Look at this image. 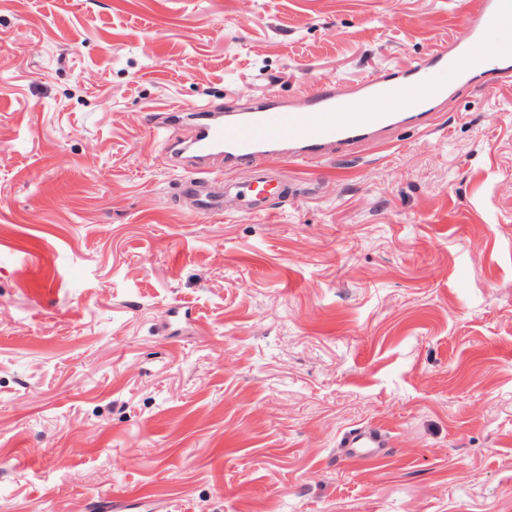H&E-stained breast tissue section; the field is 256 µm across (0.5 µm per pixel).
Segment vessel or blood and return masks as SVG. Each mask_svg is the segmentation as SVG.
<instances>
[{
	"instance_id": "vessel-or-blood-1",
	"label": "vessel or blood",
	"mask_w": 512,
	"mask_h": 512,
	"mask_svg": "<svg viewBox=\"0 0 512 512\" xmlns=\"http://www.w3.org/2000/svg\"><path fill=\"white\" fill-rule=\"evenodd\" d=\"M469 37L465 44H446L433 49L424 59L402 68L389 66L357 82L351 92H340L325 83L295 101L272 95L250 106L225 114L207 107L195 111L197 122L189 139L182 141V160L189 170L182 183L184 193L193 197L204 215L224 211V194L214 190V161L234 167L251 164L268 155L311 163L326 156L338 144L375 138L397 128L428 127L441 105L461 85L493 88L512 81V45L498 47L489 62L480 55L490 34L505 21H512V0H468ZM418 100L403 99L418 93ZM386 98L380 112H350V105L369 104ZM246 200V214L268 215L267 199L284 196L288 187L266 172H257L252 182L237 187ZM385 435L374 428L348 431L342 446L348 454L368 457L387 447Z\"/></svg>"
}]
</instances>
